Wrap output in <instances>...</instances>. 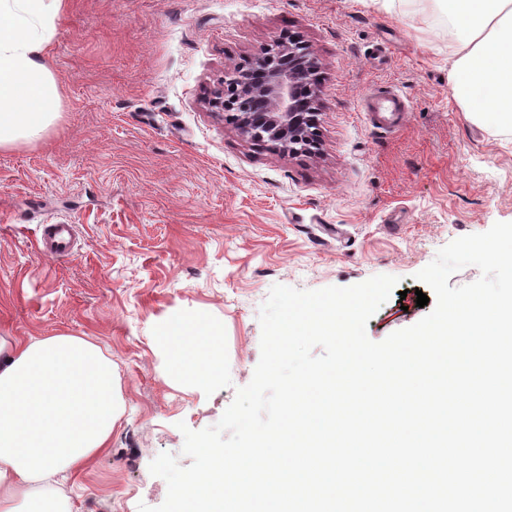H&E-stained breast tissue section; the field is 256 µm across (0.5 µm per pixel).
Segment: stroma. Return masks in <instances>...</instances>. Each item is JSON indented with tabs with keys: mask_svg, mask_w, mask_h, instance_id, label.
Masks as SVG:
<instances>
[{
	"mask_svg": "<svg viewBox=\"0 0 512 512\" xmlns=\"http://www.w3.org/2000/svg\"><path fill=\"white\" fill-rule=\"evenodd\" d=\"M444 0H67L48 48L62 112L44 140L0 151V331L70 334L117 366L124 414L109 452L62 480L73 512L161 505L158 454L216 424L260 359L273 285L398 277L370 340L412 326L416 274L452 240L512 222V133L474 124L448 78ZM319 60L315 152L257 143L209 111L225 71L288 36ZM404 94L393 131L362 110ZM73 224L74 255L36 247ZM199 315L223 337L224 374L175 384L156 336Z\"/></svg>",
	"mask_w": 512,
	"mask_h": 512,
	"instance_id": "1",
	"label": "stroma"
}]
</instances>
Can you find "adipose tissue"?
Masks as SVG:
<instances>
[{"label":"adipose tissue","instance_id":"adipose-tissue-1","mask_svg":"<svg viewBox=\"0 0 512 512\" xmlns=\"http://www.w3.org/2000/svg\"><path fill=\"white\" fill-rule=\"evenodd\" d=\"M458 35L449 80L472 121L512 133V0H444ZM66 0H0V150L43 140L61 112L46 49ZM167 375L205 390L222 340L199 319L160 338ZM119 375L90 339L0 336V512H72L53 484L105 451L123 414Z\"/></svg>","mask_w":512,"mask_h":512}]
</instances>
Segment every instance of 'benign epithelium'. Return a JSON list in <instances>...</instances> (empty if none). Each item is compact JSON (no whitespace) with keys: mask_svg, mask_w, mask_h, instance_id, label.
Masks as SVG:
<instances>
[{"mask_svg":"<svg viewBox=\"0 0 512 512\" xmlns=\"http://www.w3.org/2000/svg\"><path fill=\"white\" fill-rule=\"evenodd\" d=\"M318 60L302 41L273 42L246 67L224 73L208 105L233 120L242 135L283 149L307 152L317 132L309 109L317 102L311 85Z\"/></svg>","mask_w":512,"mask_h":512,"instance_id":"benign-epithelium-1","label":"benign epithelium"}]
</instances>
